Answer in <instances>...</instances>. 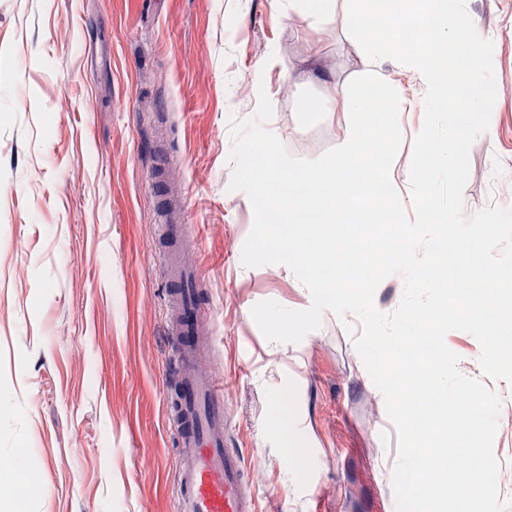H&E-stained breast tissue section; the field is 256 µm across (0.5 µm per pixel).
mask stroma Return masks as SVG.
Masks as SVG:
<instances>
[{
	"label": "stroma",
	"mask_w": 512,
	"mask_h": 512,
	"mask_svg": "<svg viewBox=\"0 0 512 512\" xmlns=\"http://www.w3.org/2000/svg\"><path fill=\"white\" fill-rule=\"evenodd\" d=\"M287 0H0V456L40 473L21 512H173L165 369L171 339L159 267L161 185L182 195L200 267L208 366L224 384L231 440L262 512H396L397 435L357 353L354 316L324 312L296 344L252 316L273 300L310 306L282 265L244 267L253 224L229 191L230 118L253 115L248 85L269 47L270 129L315 159L350 131L341 101L364 69L342 22L316 25ZM493 57L492 134L470 150L466 213L512 208V0H467ZM408 90L391 167L404 206L424 122ZM287 408L273 426L269 404ZM302 455L295 474L286 450Z\"/></svg>",
	"instance_id": "obj_1"
}]
</instances>
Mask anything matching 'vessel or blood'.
Returning <instances> with one entry per match:
<instances>
[{
	"label": "vessel or blood",
	"mask_w": 512,
	"mask_h": 512,
	"mask_svg": "<svg viewBox=\"0 0 512 512\" xmlns=\"http://www.w3.org/2000/svg\"><path fill=\"white\" fill-rule=\"evenodd\" d=\"M162 224L168 246L161 268L170 285L167 329L172 338L165 381L178 458L175 512H260L244 458L229 438L224 388L207 366L203 279L181 259L194 240L179 209L167 210Z\"/></svg>",
	"instance_id": "b4317fda"
}]
</instances>
